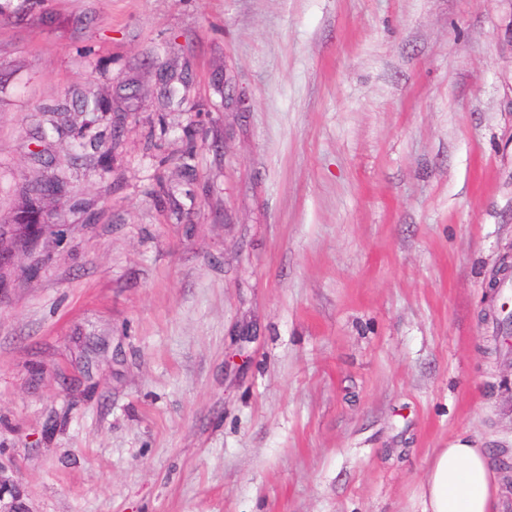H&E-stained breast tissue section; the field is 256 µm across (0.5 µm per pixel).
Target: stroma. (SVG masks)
Listing matches in <instances>:
<instances>
[{
    "instance_id": "35a3bbf8",
    "label": "stroma",
    "mask_w": 512,
    "mask_h": 512,
    "mask_svg": "<svg viewBox=\"0 0 512 512\" xmlns=\"http://www.w3.org/2000/svg\"><path fill=\"white\" fill-rule=\"evenodd\" d=\"M0 251L29 512H421L434 449L512 451V0H13Z\"/></svg>"
}]
</instances>
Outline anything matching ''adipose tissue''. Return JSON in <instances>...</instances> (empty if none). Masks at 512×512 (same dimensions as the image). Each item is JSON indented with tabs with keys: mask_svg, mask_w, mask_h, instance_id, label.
Listing matches in <instances>:
<instances>
[{
	"mask_svg": "<svg viewBox=\"0 0 512 512\" xmlns=\"http://www.w3.org/2000/svg\"><path fill=\"white\" fill-rule=\"evenodd\" d=\"M499 498L486 449L466 439L435 449L421 485L422 512H498Z\"/></svg>",
	"mask_w": 512,
	"mask_h": 512,
	"instance_id": "obj_1",
	"label": "adipose tissue"
}]
</instances>
